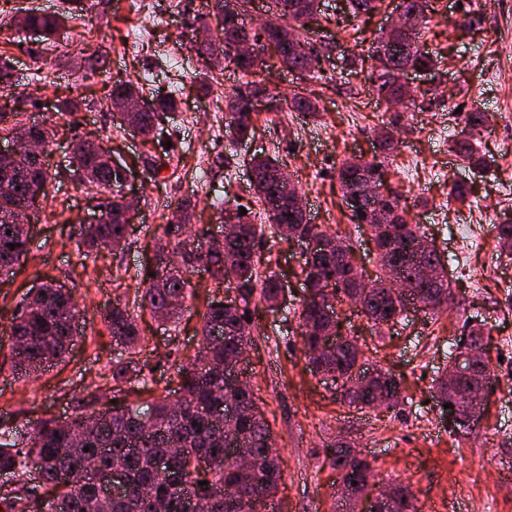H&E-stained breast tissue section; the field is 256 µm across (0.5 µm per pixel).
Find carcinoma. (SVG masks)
<instances>
[{"label": "carcinoma", "instance_id": "obj_1", "mask_svg": "<svg viewBox=\"0 0 512 512\" xmlns=\"http://www.w3.org/2000/svg\"><path fill=\"white\" fill-rule=\"evenodd\" d=\"M276 2L282 9V26L251 32L253 45L285 68L309 66L315 73H322L317 39L305 28V19L318 12L319 0ZM383 2L349 0V6L360 18L370 16ZM400 6L410 24L380 32L363 52L348 57V64L384 56L397 68L432 69L437 65L418 41L427 13L433 11L431 0H401ZM225 7L226 0H213L210 15L215 27L211 42L198 43L193 23L184 40L197 55L220 54L224 62L248 74L251 63L231 52L232 44L245 34L244 23ZM59 25L60 17L56 15L28 11L26 27L45 41L54 39ZM372 82L386 105L399 100L402 88L390 71L375 73ZM262 93L267 89L245 82L225 94L228 114L238 118L234 137L246 140L255 135L253 115L247 108L251 96ZM269 98L274 112L292 108L312 117L319 112L315 100L304 91L288 96L276 93ZM176 108V99L168 95L156 101V109L138 113L145 142L154 148L148 168L152 178L168 159L163 124ZM20 115L19 111L0 108V136L24 133L48 146L53 130L39 124L27 126ZM485 124L484 113H467L463 129L452 142L453 149L470 166L483 170L489 167V161L476 148V142ZM400 130L401 115L395 112L383 123L372 158L350 157L336 167V179L352 223H368V214L376 209L387 215V223L370 225L378 274L369 288L364 285L363 270L353 253L336 249V234L309 223L296 209L288 188L279 181L280 166L274 158L254 155L247 160L256 203L263 206L264 224L247 221L239 209L227 208L225 213H234L235 224L222 243L210 242L202 230L190 239L184 230L191 224V202H178L173 207L177 222L163 225L162 233L181 251L182 264H171L164 253H155L150 264L138 273L143 289L135 299L119 296L101 312V321L112 339L128 352L127 358L110 367L112 398L106 400L94 391L76 398L66 426L51 417L22 429H0V475L11 477V487L0 491V512H184L186 493L209 500L210 512H265L276 504L283 470L279 455L270 445L272 428L254 389L247 384L229 386L233 371L226 368L227 361L253 345L251 306L261 303L272 308L279 299L276 274L271 271L263 276L259 272L269 263L264 251L267 232L288 243L306 240L308 254L302 275L307 296L301 304L299 327L307 368L314 374L338 378L343 403L363 409L373 407L376 401L382 410L394 412L403 396L401 382L391 372L377 368L376 376L361 390L351 387L353 380L366 373L364 351L357 338L339 325L335 307L352 302L367 321L380 326L399 321L410 309V296L396 286L399 278L415 283L430 310L448 303L453 293L443 256L425 233L407 222L400 196L382 191L373 197L358 196L366 182L379 189L384 185L387 158ZM70 166L74 182L95 188L103 197L98 223L80 227L79 244L89 251L123 249L126 202L121 194L120 173L87 149L81 139L74 143ZM3 167L13 183L11 191L0 192V277H8L15 274V266L30 251L27 225L14 223L12 217L19 210L32 213L39 208V197L30 193V188L34 184L46 186L49 174L44 161L26 154L14 157L0 153V169ZM496 233L502 253L511 258L512 220L496 225ZM195 265L203 266L216 286L227 283L240 289L239 302L224 306L218 299L206 301L197 352L186 361H172L179 378L177 397H157L134 408L117 401L125 392L124 386L134 380L153 393L152 370L141 358L146 345L138 318L146 311L154 320L177 327L185 303L195 296L194 285L187 277L189 268ZM79 316L72 295L52 283L42 285L38 294L22 298L10 327L12 373L23 378L62 361L72 345ZM333 334L338 340L331 342L328 337ZM435 392L441 405L472 403L469 384L459 382L450 387L446 376L435 380ZM231 448L247 449L251 457L248 475L224 462ZM328 452L339 471L340 484L349 492L347 496L338 495L337 508L356 512L369 487L370 464L346 445L336 444ZM203 459L210 461L205 469L199 468ZM89 461L95 462L100 471L121 470L127 492L102 499L86 468ZM389 490L392 497L386 512H417L408 488L391 483Z\"/></svg>", "mask_w": 512, "mask_h": 512}]
</instances>
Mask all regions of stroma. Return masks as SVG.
I'll use <instances>...</instances> for the list:
<instances>
[{
    "label": "stroma",
    "mask_w": 512,
    "mask_h": 512,
    "mask_svg": "<svg viewBox=\"0 0 512 512\" xmlns=\"http://www.w3.org/2000/svg\"><path fill=\"white\" fill-rule=\"evenodd\" d=\"M88 18L62 16L61 0H31L34 9L61 15L59 34L79 42V54L45 53L33 62L40 37L0 23L13 67V84L0 98L23 100L27 122L52 127L47 149V198L31 214L30 252L20 273L0 283V359L9 353L10 327L21 297L30 288L54 282L72 292L82 316L65 362L40 376L21 380L0 371V425L66 417L73 400L92 389L111 394L112 362L126 350L112 341L100 321L101 311L123 293L134 292L136 270L151 260L171 207L187 199L192 223L220 235L214 202L247 203L254 197L243 159L255 154L276 157L304 198L307 218L339 233L355 249L367 275H375V251L366 225L350 223L336 182V166L357 155L372 157L376 132L386 105L371 88L369 69L330 65L327 77L281 67L260 66L243 75L234 66L203 73L195 52L182 43L186 22L207 16L208 0H91ZM398 0H385L369 19L354 17L347 0H321L322 14L332 23L318 34L319 44L338 43L356 52L362 27L385 29L387 14ZM477 6L483 16L465 36L454 21L462 8ZM438 59L431 76L408 72L414 88L437 86L441 108L409 112L405 129L388 161L389 188L404 197L406 219L421 225L448 259L453 295L436 313L417 311L393 325L371 327L356 306L337 311L351 335L363 344L370 363L400 379L405 400L395 412L358 410L341 404L331 379L311 373L299 337L298 309L305 297L301 248L278 243L271 269L287 285L281 308L259 306L255 341L243 369L260 399L281 457L284 481L278 498L288 512H330L332 484L338 473L328 446L343 443L363 457L375 473L369 497L393 482L407 486L419 512H512V260L500 254L496 226L512 213V0H438L421 39ZM104 50L96 73L86 61ZM97 57V56H96ZM43 80L31 82L34 66ZM151 69V86L142 96L173 95L178 102L169 127L171 159L158 179L147 177V146L141 137L112 118L107 94L114 78L139 82ZM283 94L312 92L319 117L257 107L254 138L231 143L225 132L224 93L245 81ZM94 98L91 109L67 112L62 103L81 96ZM485 112L488 122L480 150L493 163L477 171L452 149L461 129L462 112ZM100 138L113 155L126 162L138 194V214L130 225L125 249L95 252L83 258L75 233L90 209V191L69 180L62 166L75 139ZM466 184L465 202L449 199L452 183ZM484 329V356L492 382L484 395L483 415L472 429L452 431L431 395L432 384L448 367L468 320ZM151 339L150 365L155 390L173 396L179 379L166 360L193 355L201 339V322L186 312L176 330L142 317Z\"/></svg>",
    "instance_id": "35a3bbf8"
}]
</instances>
